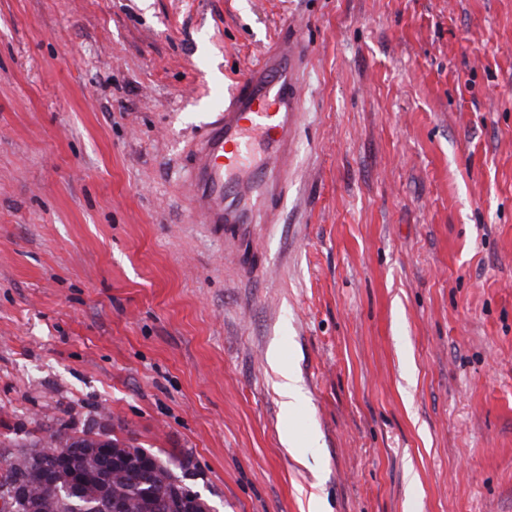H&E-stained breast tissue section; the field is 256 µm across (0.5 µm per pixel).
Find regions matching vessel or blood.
Here are the masks:
<instances>
[{"label":"vessel or blood","instance_id":"obj_1","mask_svg":"<svg viewBox=\"0 0 512 512\" xmlns=\"http://www.w3.org/2000/svg\"><path fill=\"white\" fill-rule=\"evenodd\" d=\"M294 36L268 50L227 97L195 157L192 201L206 224L237 237L252 233L265 203L281 191L276 175L291 159L300 110Z\"/></svg>","mask_w":512,"mask_h":512}]
</instances>
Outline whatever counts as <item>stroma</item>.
Instances as JSON below:
<instances>
[{"instance_id": "35a3bbf8", "label": "stroma", "mask_w": 512, "mask_h": 512, "mask_svg": "<svg viewBox=\"0 0 512 512\" xmlns=\"http://www.w3.org/2000/svg\"><path fill=\"white\" fill-rule=\"evenodd\" d=\"M289 31L283 191L214 235L195 142ZM96 420L215 512H512V0H0V440ZM271 362L280 376L277 392L281 398L283 413L290 416L298 409L302 399V387L294 373L279 361L277 351L271 352Z\"/></svg>"}]
</instances>
